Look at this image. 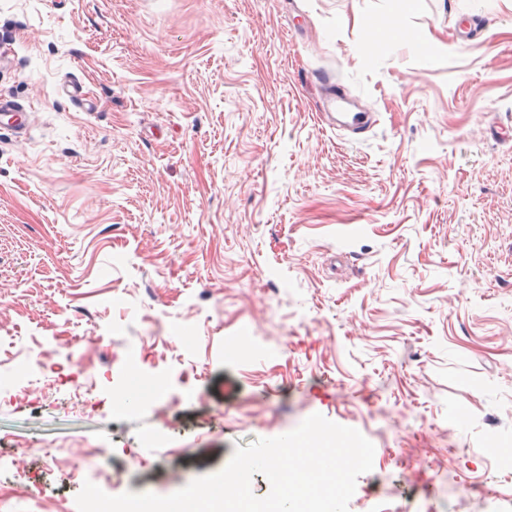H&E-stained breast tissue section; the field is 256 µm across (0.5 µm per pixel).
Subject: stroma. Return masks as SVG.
<instances>
[{
  "instance_id": "35a3bbf8",
  "label": "stroma",
  "mask_w": 512,
  "mask_h": 512,
  "mask_svg": "<svg viewBox=\"0 0 512 512\" xmlns=\"http://www.w3.org/2000/svg\"><path fill=\"white\" fill-rule=\"evenodd\" d=\"M1 98L30 116L0 124V325L171 384L128 418L1 401L10 512L80 492L44 446L126 451L112 494L166 496L315 413L375 447L349 512L512 486L477 456L512 449V0H0ZM330 116L335 120L336 114L341 119L336 124L350 131L354 135H362L371 131L377 124L376 116L373 112H330Z\"/></svg>"
}]
</instances>
